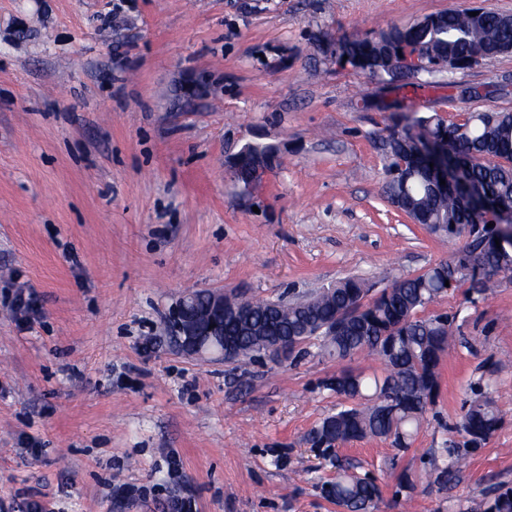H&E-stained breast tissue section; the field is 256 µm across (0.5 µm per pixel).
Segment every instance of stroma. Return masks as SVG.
<instances>
[{"mask_svg": "<svg viewBox=\"0 0 512 512\" xmlns=\"http://www.w3.org/2000/svg\"><path fill=\"white\" fill-rule=\"evenodd\" d=\"M470 2L0 0V512H166L176 495L197 512H339L321 486L340 465L381 485L376 512H484L512 487V274L433 304L460 342L406 450L308 440L339 403L324 381L379 360L344 363L315 342L201 360L167 329L189 289L382 288L463 245L386 202L387 119L366 106L380 83L332 50ZM417 81L407 95L423 115L512 112V53ZM249 142L279 160L246 188L229 161ZM22 293L34 315L13 314ZM482 397L499 427L450 467L463 406ZM123 483L133 494L111 497Z\"/></svg>", "mask_w": 512, "mask_h": 512, "instance_id": "35a3bbf8", "label": "stroma"}]
</instances>
